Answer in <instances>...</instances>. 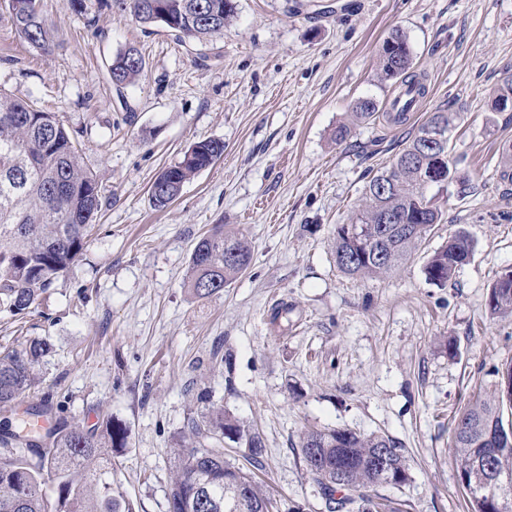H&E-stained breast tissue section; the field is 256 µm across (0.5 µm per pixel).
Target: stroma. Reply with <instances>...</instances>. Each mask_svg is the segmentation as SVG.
I'll list each match as a JSON object with an SVG mask.
<instances>
[{"label":"stroma","instance_id":"1","mask_svg":"<svg viewBox=\"0 0 512 512\" xmlns=\"http://www.w3.org/2000/svg\"><path fill=\"white\" fill-rule=\"evenodd\" d=\"M221 38L200 45L143 29L110 0H42L60 43L41 54L0 0V89L58 113L97 174L103 207L71 270L24 318L0 313V345L41 338L51 351L34 394L55 417L128 430L112 485L135 512H166L168 450L212 403L259 432L256 476L279 512H327L300 454L308 428L399 441L410 479L374 495L402 512H469L451 447L454 418L495 391L512 363V315L486 308L512 270V186L500 178L512 111L492 109L512 73V0H236ZM401 29L427 94L408 124L358 121L355 102L393 98L379 51ZM136 47L135 84L112 85L117 51ZM447 105L465 194L440 193L444 217L400 271L360 279L336 267L333 231L350 223L370 178L411 128ZM351 133L336 142L334 132ZM224 153L165 210L150 186L195 142ZM242 232L248 271L205 299L185 288L196 242L213 225ZM465 231L469 262L445 286L427 257ZM288 305L286 319L272 313Z\"/></svg>","mask_w":512,"mask_h":512}]
</instances>
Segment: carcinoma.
Wrapping results in <instances>:
<instances>
[{"mask_svg": "<svg viewBox=\"0 0 512 512\" xmlns=\"http://www.w3.org/2000/svg\"><path fill=\"white\" fill-rule=\"evenodd\" d=\"M24 12L11 14L21 37L35 51L47 53L56 34L43 17L41 0H26ZM142 26L160 24L179 37L207 41L222 37L236 13L234 0H113ZM382 78L395 82V98L385 119L400 126L408 120L395 111L407 89L427 93L422 75L414 71L405 34L398 28L384 41ZM143 69L136 48L118 52L109 66L110 80L121 90L135 83ZM512 103V74L503 77L494 110ZM355 116L368 120L380 112L373 98L354 106ZM454 116L445 107L430 113L409 133L392 163L365 187L352 222L334 230L337 268L352 278L395 273L418 245L441 223L435 197L427 196L428 173L442 170L446 186H466L449 156ZM444 143H424L433 129ZM224 154V142L203 140L158 174L150 187L154 208H167L184 184ZM102 207L97 175L79 152L54 112L0 90V310L15 316L34 308L54 280L66 272L86 245ZM388 212L396 222L379 234L378 216ZM472 241L461 231L426 260L428 282L444 286L472 254ZM252 262L248 240L237 231L216 225L196 244L185 287L197 298H209L247 271ZM486 306L494 316L512 314V279L497 278ZM50 351L43 339L30 340L21 350L0 346V409L16 410L22 394L35 385V368ZM48 443L14 431L0 433V512H133V505L112 486V454L126 447V432L107 416L92 428L57 422L46 433ZM248 450L253 467L262 466L260 435L209 405L200 417L189 418L169 453L175 473L167 501L181 507L167 512H212V501L241 488L247 512H278L276 500L253 472L224 461V441ZM387 451L389 477L398 485L408 480L401 444L386 434H357L348 429L303 433L300 452L310 479L319 487L329 512H399L391 501L374 500L368 489L386 483L374 465L375 453ZM452 450L456 464L496 474L495 482L469 484L471 512H512V363L502 373L493 395L477 399L454 419Z\"/></svg>", "mask_w": 512, "mask_h": 512, "instance_id": "obj_1", "label": "carcinoma"}]
</instances>
